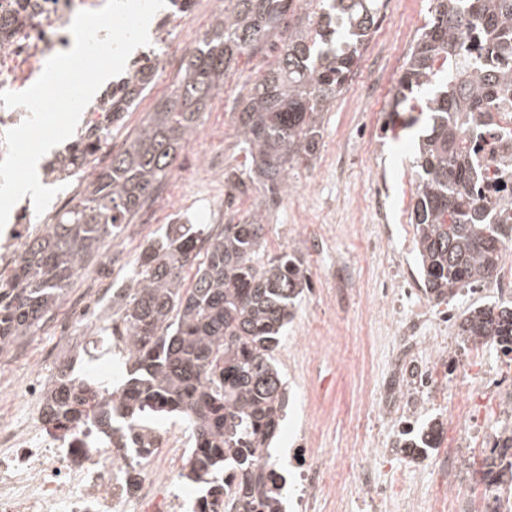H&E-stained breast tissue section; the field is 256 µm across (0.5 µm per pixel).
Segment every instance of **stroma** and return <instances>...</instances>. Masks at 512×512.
<instances>
[{
    "instance_id": "obj_1",
    "label": "stroma",
    "mask_w": 512,
    "mask_h": 512,
    "mask_svg": "<svg viewBox=\"0 0 512 512\" xmlns=\"http://www.w3.org/2000/svg\"><path fill=\"white\" fill-rule=\"evenodd\" d=\"M430 2L383 0L376 31L343 91L322 115V138L315 158L295 166L292 189L266 213L265 257L295 254L309 281L280 350H288L290 343L312 325L336 337L375 330V322L365 319L360 305L349 302V295L362 288L383 293L396 272L413 279L419 276L416 250L405 247L399 234L409 214L396 206L405 179L415 176L413 143L407 132L393 134L386 125L404 65L394 48L406 37H417ZM262 71L253 54L238 57L233 76L225 80L223 90L210 103L193 135V144L181 150L164 180L163 196L154 199V222L145 228V241H153L167 230L171 209L179 202L186 205L182 215L188 223H209V201L219 197L224 186L196 180V142L213 146L224 172L247 179L248 161L236 134L235 116L242 107L245 89ZM172 83L166 72H158L140 108L113 126V140L122 143L133 137L146 114L165 99ZM138 256V251H131L126 267L112 273L111 297L92 312L98 330H111L113 317L120 315ZM19 343L30 346L33 357L0 354V375L21 382L37 377L49 386L59 373L61 361L69 358L76 374L105 383L112 380L111 354L101 350L95 356L86 355L85 337L59 339L40 331L21 337ZM357 355L353 348L344 354L335 348L328 352L323 371L328 375L325 392L333 418L327 422L313 420L309 412V375L302 360L292 356L278 361L289 397L278 447H287L289 439L307 425L317 447L329 454L339 457L359 445L355 399L373 396L374 391L349 368L350 359Z\"/></svg>"
}]
</instances>
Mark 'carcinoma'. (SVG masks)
Returning <instances> with one entry per match:
<instances>
[{"instance_id":"1","label":"carcinoma","mask_w":512,"mask_h":512,"mask_svg":"<svg viewBox=\"0 0 512 512\" xmlns=\"http://www.w3.org/2000/svg\"><path fill=\"white\" fill-rule=\"evenodd\" d=\"M288 2L224 0L162 106L87 182L79 202L29 241L15 286L0 288V353L34 333L86 263L155 199L238 56L270 40ZM316 2L318 9L288 21L286 47L236 115L253 177L274 197L288 194L292 163L317 153L322 112L342 92L381 9L380 0ZM510 61L512 0H432L398 79L390 123L411 127L417 118L403 113H426V133L414 144L419 190L410 222L425 294L438 303L490 281L512 239V225L492 223L475 199L472 149L460 134L465 121L487 117V93L512 84ZM157 70L158 59H149L120 82L112 122L143 97ZM264 242L265 215L257 209L217 233L205 224L170 225L140 255L126 294V376L112 387L73 375L71 360L62 361L44 418L61 431L89 424L107 434L120 422L177 416L193 437L184 478L207 485L198 512H218L228 471L244 512H279L273 469L257 452L270 447L284 417L274 353L307 281L293 253L258 263ZM188 268L195 272L187 286ZM458 335L512 352V303L467 310Z\"/></svg>"}]
</instances>
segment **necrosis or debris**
Masks as SVG:
<instances>
[{"mask_svg": "<svg viewBox=\"0 0 512 512\" xmlns=\"http://www.w3.org/2000/svg\"><path fill=\"white\" fill-rule=\"evenodd\" d=\"M17 5L11 37L0 39V91L31 86L47 60L71 49L70 24L78 11L101 8L105 0H1ZM490 122L462 127L475 148L472 162L478 199L487 204L495 223L512 224V90L494 94ZM112 126L104 101L86 107L82 125L64 151L41 165L44 181L60 180L65 166L82 178L98 172L101 155L111 145L100 142ZM20 228L0 244V286L12 287L9 276L26 248L31 225L19 208ZM111 281L94 280L70 301L71 316L44 317L51 333L69 337L93 334L85 314L102 300ZM390 342H402L392 372L398 384L384 383L380 399L361 400L357 414L379 429L368 447L349 457L348 465L315 447L309 429H301L288 451V470L275 475L288 512H388L404 501L408 512H512V494L493 481H479L476 469L506 442L512 441V352L500 353L493 372L478 362L492 341H468L449 349L456 336L453 311L426 309L422 318L393 313L391 303L377 310ZM41 381L19 382L0 376V512H194L196 498L182 475L192 456V441L177 420L136 426L133 433L103 437L86 426L61 436L41 417L19 411L20 402L39 404ZM437 408L441 436L432 447H413L418 414ZM401 456L393 470L389 458Z\"/></svg>", "mask_w": 512, "mask_h": 512, "instance_id": "1", "label": "necrosis or debris"}]
</instances>
